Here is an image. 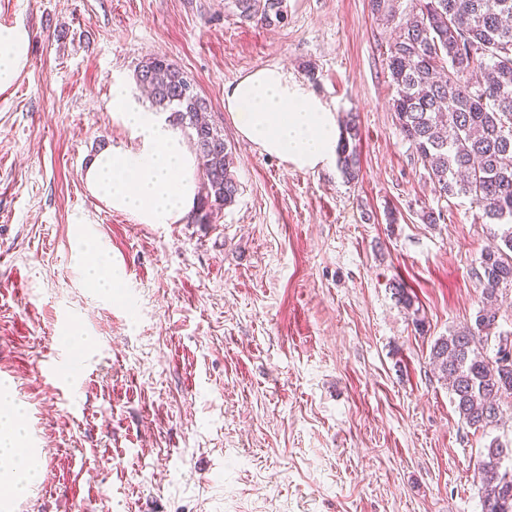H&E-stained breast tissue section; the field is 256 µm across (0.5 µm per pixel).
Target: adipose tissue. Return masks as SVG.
<instances>
[{
    "instance_id": "adipose-tissue-1",
    "label": "adipose tissue",
    "mask_w": 512,
    "mask_h": 512,
    "mask_svg": "<svg viewBox=\"0 0 512 512\" xmlns=\"http://www.w3.org/2000/svg\"><path fill=\"white\" fill-rule=\"evenodd\" d=\"M29 33L0 26V92L27 65ZM224 110L239 134L263 153L300 170L322 168L337 156L339 117L308 85L277 65L259 67L224 87ZM112 112L138 138L132 148H106L83 173L90 192L142 224H173L197 198L196 160L181 133L137 102L122 83L112 87ZM39 459L27 445L24 413L0 387V512L37 478Z\"/></svg>"
}]
</instances>
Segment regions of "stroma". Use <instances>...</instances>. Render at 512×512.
<instances>
[{"instance_id": "35a3bbf8", "label": "stroma", "mask_w": 512, "mask_h": 512, "mask_svg": "<svg viewBox=\"0 0 512 512\" xmlns=\"http://www.w3.org/2000/svg\"><path fill=\"white\" fill-rule=\"evenodd\" d=\"M284 6L267 27L231 0H0V25L31 34L0 93V382L40 451L14 512H481L477 464L512 418L469 426L430 350L473 324L495 227L435 195L396 125L394 22L369 0ZM156 55L235 156L237 199L207 224L138 223L82 179L102 148L136 145L112 86L148 105L135 71ZM267 65L358 114V181L238 133L224 86ZM83 225L124 275L113 294L83 277ZM71 333L89 340L76 361Z\"/></svg>"}]
</instances>
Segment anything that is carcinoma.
<instances>
[{"label":"carcinoma","mask_w":512,"mask_h":512,"mask_svg":"<svg viewBox=\"0 0 512 512\" xmlns=\"http://www.w3.org/2000/svg\"><path fill=\"white\" fill-rule=\"evenodd\" d=\"M239 17L265 26L287 18L284 0H233ZM386 65L396 86L391 109L441 198L464 195L502 226L498 243L480 257L482 307L474 324L436 339L431 364L448 385L468 425H499L512 395V334L497 331L499 292L512 286V0H409L395 27ZM137 83L168 122L190 130L204 195L198 217L232 205L239 193L232 148L206 122L207 102L191 79L161 57L141 62ZM355 119L344 127L337 164L346 180L359 176ZM494 439L478 467L481 512H512V468Z\"/></svg>","instance_id":"cac0c4a2"}]
</instances>
